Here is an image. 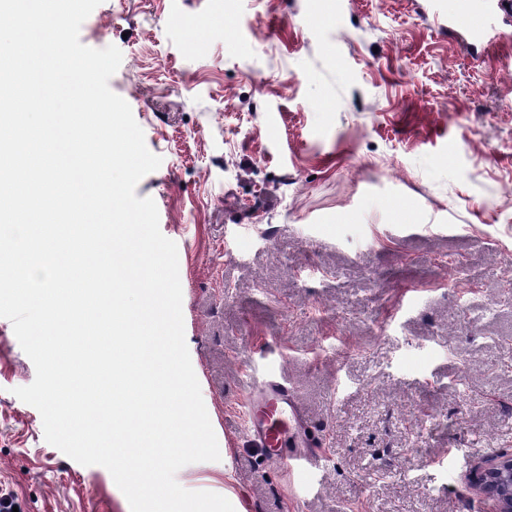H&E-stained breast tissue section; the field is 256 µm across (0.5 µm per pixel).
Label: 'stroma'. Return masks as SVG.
I'll list each match as a JSON object with an SVG mask.
<instances>
[{
    "instance_id": "1",
    "label": "stroma",
    "mask_w": 512,
    "mask_h": 512,
    "mask_svg": "<svg viewBox=\"0 0 512 512\" xmlns=\"http://www.w3.org/2000/svg\"><path fill=\"white\" fill-rule=\"evenodd\" d=\"M457 0H102L82 44L160 167L137 185L178 250L185 340L220 458L176 474L235 512H491L512 450V19L474 49ZM275 370L318 434L315 478L246 430ZM0 318V494L130 512L46 442ZM472 482L495 512L512 511V452L503 450L483 460L476 468Z\"/></svg>"
}]
</instances>
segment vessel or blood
<instances>
[{"label": "vessel or blood", "instance_id": "b4317fda", "mask_svg": "<svg viewBox=\"0 0 512 512\" xmlns=\"http://www.w3.org/2000/svg\"><path fill=\"white\" fill-rule=\"evenodd\" d=\"M512 14V0H458L452 20L472 43L493 40L489 13ZM248 433L267 454L289 471L315 476L319 458L311 448L315 434L300 418L295 398L274 370H267L253 387L249 400Z\"/></svg>", "mask_w": 512, "mask_h": 512}]
</instances>
